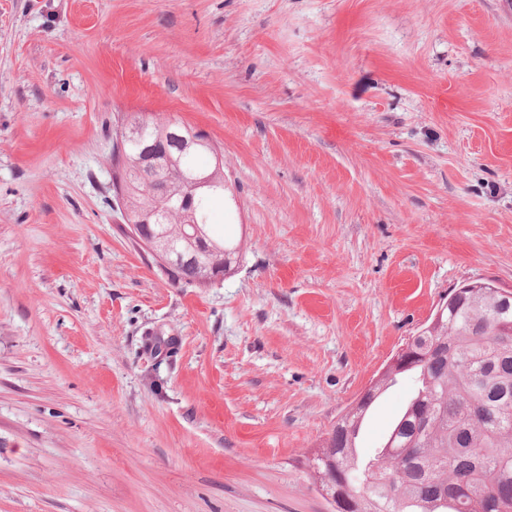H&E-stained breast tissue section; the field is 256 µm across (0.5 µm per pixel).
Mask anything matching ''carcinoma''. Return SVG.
I'll return each mask as SVG.
<instances>
[{"mask_svg": "<svg viewBox=\"0 0 512 512\" xmlns=\"http://www.w3.org/2000/svg\"><path fill=\"white\" fill-rule=\"evenodd\" d=\"M141 146L112 141V163L124 171L127 196L116 204L134 220L155 212L153 235L171 242L193 260L166 270L175 283L206 285L202 278L224 266V251L239 256L237 244L214 235L211 211L224 191L195 194L194 221L214 242L201 253L194 229L183 223L180 200L151 190L153 175L138 168ZM206 151L172 152L161 176L180 185L183 176L203 171L224 179V168L202 166ZM417 360L386 373L368 401L344 415L309 462L311 475L336 470V493L359 499L363 512H512V309L491 291L466 292L448 304L447 318L407 345ZM402 375L415 390L382 446L368 458L356 441L371 405Z\"/></svg>", "mask_w": 512, "mask_h": 512, "instance_id": "1", "label": "carcinoma"}]
</instances>
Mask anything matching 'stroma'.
I'll return each mask as SVG.
<instances>
[{
  "instance_id": "1",
  "label": "stroma",
  "mask_w": 512,
  "mask_h": 512,
  "mask_svg": "<svg viewBox=\"0 0 512 512\" xmlns=\"http://www.w3.org/2000/svg\"><path fill=\"white\" fill-rule=\"evenodd\" d=\"M135 117L223 157L208 287L113 202ZM476 280L512 290V0H0V512H333L310 459Z\"/></svg>"
}]
</instances>
